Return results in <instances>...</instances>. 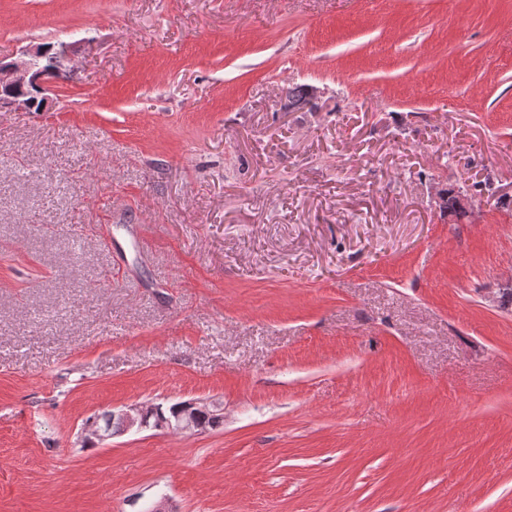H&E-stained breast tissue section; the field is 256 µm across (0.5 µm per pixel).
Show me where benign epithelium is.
<instances>
[{"label": "benign epithelium", "mask_w": 512, "mask_h": 512, "mask_svg": "<svg viewBox=\"0 0 512 512\" xmlns=\"http://www.w3.org/2000/svg\"><path fill=\"white\" fill-rule=\"evenodd\" d=\"M75 48L67 43H59L53 46L52 68L54 76L49 78L43 70L37 68L36 61L46 55V46L42 43L30 45L22 51V57L18 60L7 61L0 58V112H30L31 101L27 97L13 93L16 88H32L42 100V111L47 112L53 106V99L49 96L50 84L65 72V63L72 60ZM207 411L209 407L204 403L189 402L184 406L182 417L172 424L161 421L154 429L177 431H197L199 426L195 420L197 411ZM148 427L145 418V410L130 408L120 410L112 414V429L103 432L94 430V436L100 441H105L117 434L129 431L133 427Z\"/></svg>", "instance_id": "7a95c632"}]
</instances>
